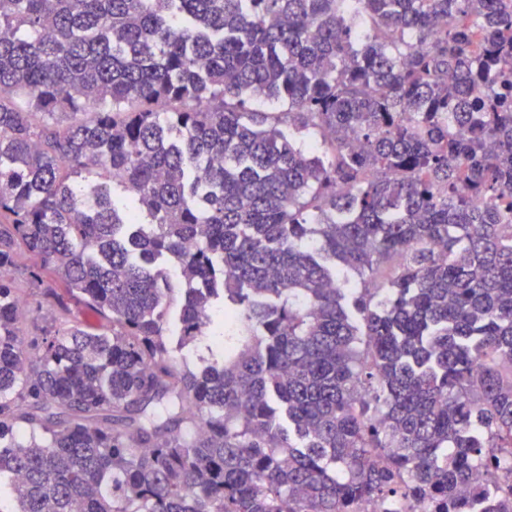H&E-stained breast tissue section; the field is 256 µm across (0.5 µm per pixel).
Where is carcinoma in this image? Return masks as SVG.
<instances>
[{"mask_svg":"<svg viewBox=\"0 0 512 512\" xmlns=\"http://www.w3.org/2000/svg\"><path fill=\"white\" fill-rule=\"evenodd\" d=\"M355 2L0 0V512H512V0ZM17 280L20 288L23 289L19 292L18 297L26 303V313L19 324V328L22 334L30 339L33 336H37L40 326L51 323L57 316V313L49 303L36 296L27 288L25 279L22 276L17 275ZM221 310L224 311V307L219 305V308L213 312L214 325L208 335L198 337L197 340L176 353L178 358L186 359L190 368L200 367L222 357V349L224 353V325L217 319ZM218 334L223 336V346H218L214 341Z\"/></svg>","mask_w":512,"mask_h":512,"instance_id":"1","label":"carcinoma"}]
</instances>
